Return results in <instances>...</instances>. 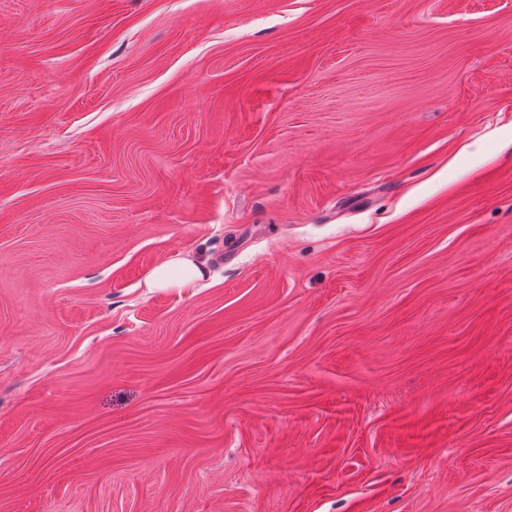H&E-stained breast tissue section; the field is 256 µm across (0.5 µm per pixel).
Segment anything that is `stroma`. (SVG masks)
Instances as JSON below:
<instances>
[{
    "mask_svg": "<svg viewBox=\"0 0 512 512\" xmlns=\"http://www.w3.org/2000/svg\"><path fill=\"white\" fill-rule=\"evenodd\" d=\"M511 135L512 0H0V512H512ZM204 275L205 269L186 255L155 266L146 276L144 284L150 291L194 288Z\"/></svg>",
    "mask_w": 512,
    "mask_h": 512,
    "instance_id": "stroma-1",
    "label": "stroma"
}]
</instances>
